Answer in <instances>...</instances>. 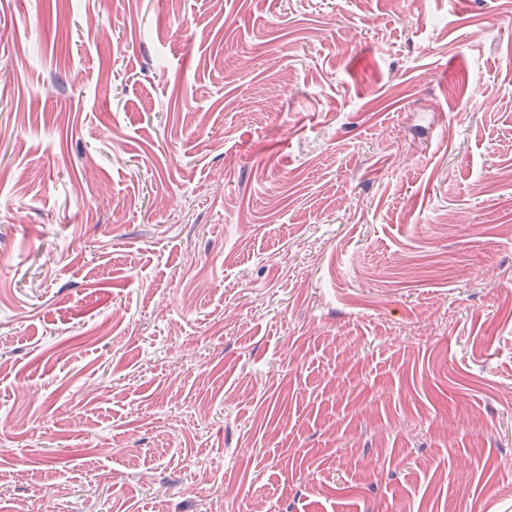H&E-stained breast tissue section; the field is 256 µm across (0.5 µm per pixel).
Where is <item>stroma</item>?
Returning a JSON list of instances; mask_svg holds the SVG:
<instances>
[{
  "label": "stroma",
  "instance_id": "stroma-1",
  "mask_svg": "<svg viewBox=\"0 0 512 512\" xmlns=\"http://www.w3.org/2000/svg\"><path fill=\"white\" fill-rule=\"evenodd\" d=\"M0 512H512V0H0Z\"/></svg>",
  "mask_w": 512,
  "mask_h": 512
}]
</instances>
